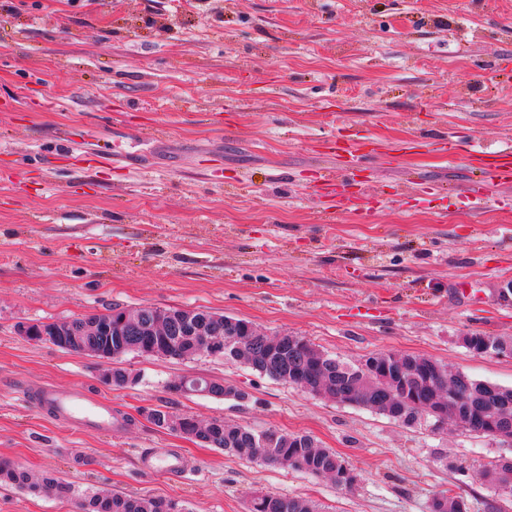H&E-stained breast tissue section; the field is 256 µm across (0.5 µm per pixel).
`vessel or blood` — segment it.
I'll list each match as a JSON object with an SVG mask.
<instances>
[{
  "label": "vessel or blood",
  "mask_w": 512,
  "mask_h": 512,
  "mask_svg": "<svg viewBox=\"0 0 512 512\" xmlns=\"http://www.w3.org/2000/svg\"><path fill=\"white\" fill-rule=\"evenodd\" d=\"M334 148L349 166L356 164L361 158L376 154L374 142L367 139L352 143L339 141L335 143ZM485 166L486 179L473 182L466 191L465 199L468 205L474 208L481 206L486 184L507 187L512 185V148L486 152ZM33 406L41 411H52L56 417L76 428L108 431L113 425L112 413L101 400L88 396L79 389H41L34 399ZM143 467L145 471H161L174 478L181 477L183 473L180 458L166 451L148 454L143 461Z\"/></svg>",
  "instance_id": "b4317fda"
}]
</instances>
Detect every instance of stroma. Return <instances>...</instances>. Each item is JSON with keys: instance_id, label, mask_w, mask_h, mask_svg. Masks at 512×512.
I'll use <instances>...</instances> for the list:
<instances>
[{"instance_id": "1", "label": "stroma", "mask_w": 512, "mask_h": 512, "mask_svg": "<svg viewBox=\"0 0 512 512\" xmlns=\"http://www.w3.org/2000/svg\"><path fill=\"white\" fill-rule=\"evenodd\" d=\"M0 12V458L80 491L117 489L190 512H247L254 492L319 512H429L447 493L486 512L469 472L512 447L447 422L406 427L311 396L243 363L131 353L138 384L110 388L97 361L35 343L29 322L121 307L200 308L302 336L350 363L424 355L512 387V356L463 336L512 338V186L479 209L458 197L482 152L512 144V0H13ZM457 156L394 145L427 130ZM133 161H112V136ZM384 148L346 172L332 141ZM349 196L335 208L318 183ZM448 196L417 207L429 184ZM382 209L374 224L359 209ZM212 378L241 400L175 395ZM40 387L80 388L120 422L80 432L32 407ZM163 407L202 421L304 433L358 475L341 492L246 463L154 426ZM451 466L440 464L436 449ZM163 449L173 479L142 468ZM0 512H77L52 491L0 486ZM462 342L467 349L476 354L488 353L484 351L487 342L510 348L512 351V339H505L498 336H490L484 333H475L470 336H463ZM143 467L145 471H161L174 478L183 475V464L180 458L166 451L148 454L143 461Z\"/></svg>"}]
</instances>
